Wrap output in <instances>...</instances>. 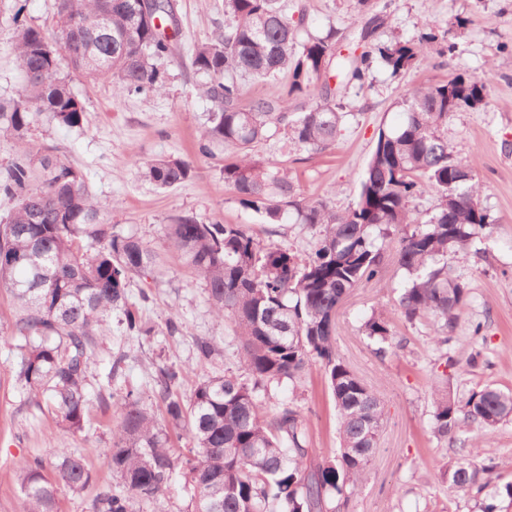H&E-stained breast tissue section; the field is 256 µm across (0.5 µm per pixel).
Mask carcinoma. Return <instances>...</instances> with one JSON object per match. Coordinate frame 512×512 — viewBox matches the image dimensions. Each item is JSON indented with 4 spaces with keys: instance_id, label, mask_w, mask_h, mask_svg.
<instances>
[{
    "instance_id": "1",
    "label": "carcinoma",
    "mask_w": 512,
    "mask_h": 512,
    "mask_svg": "<svg viewBox=\"0 0 512 512\" xmlns=\"http://www.w3.org/2000/svg\"><path fill=\"white\" fill-rule=\"evenodd\" d=\"M137 0H57L56 37L41 28L16 29V63L24 76L18 97L0 101V135L16 141L12 160L0 168V197L14 202L0 218V285L18 305L11 338L21 350L17 379L29 403L49 408L62 434L81 430L90 403V359L112 319L148 336L151 327L128 304L133 276L162 274L160 255L124 233L96 201L84 174L28 135L37 116L68 128L82 126L84 106L60 60L88 81L113 79L117 95L158 93L165 84L160 62L177 49L165 34L170 4L158 0L160 26L138 22ZM224 32L194 46L191 64L200 90L212 103L198 152L235 151L224 162V186L241 205L279 224L319 228L303 258L263 244L241 224H204L178 215L164 225V241L205 284L213 312L229 323L242 373L199 382L188 399L173 391L178 374L162 368L156 379L162 415L148 411L133 389L98 393L112 405L116 431L109 467L115 486L94 499L95 512H137L156 506L176 477L168 427L188 432L192 448L182 460L195 512H337L364 480L383 426L381 400L336 350V313L364 282L384 277L385 253L397 241L402 271L398 299L409 323L433 320L437 345L448 343L469 303L467 282L454 276L448 257L492 232L494 220L481 202V184L458 160L445 133L448 115L485 103L486 86L456 75L425 84L398 101L404 121L380 129L359 180L356 200L337 212L307 201L275 160L261 161L253 148L292 143L321 150L336 141L344 113L330 78L364 85L371 54L356 59L336 49V30L303 34L304 15H288L282 0H224ZM76 17L69 26L65 17ZM433 36L375 47L397 74L428 48ZM288 75L286 94L245 100L250 82ZM193 161L161 157L143 176L160 189L195 176ZM425 193L435 208L421 218L414 202ZM368 339L386 344L390 322L372 314L362 324ZM323 370L336 408L340 448L332 460H315L309 418L293 398H276L296 386L312 363ZM512 419V390L493 384L464 405L448 389L435 390L431 435L450 444L466 424L490 435ZM491 464L463 458L444 474L448 488L481 494L490 486ZM19 512H57L58 493L83 492L91 473L83 458L56 450L51 469L40 456L16 472Z\"/></svg>"
}]
</instances>
